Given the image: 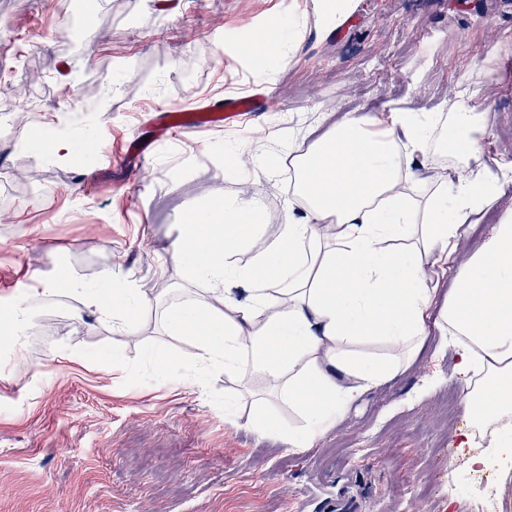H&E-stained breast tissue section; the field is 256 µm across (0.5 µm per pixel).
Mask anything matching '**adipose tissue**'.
Returning <instances> with one entry per match:
<instances>
[{
  "label": "adipose tissue",
  "mask_w": 512,
  "mask_h": 512,
  "mask_svg": "<svg viewBox=\"0 0 512 512\" xmlns=\"http://www.w3.org/2000/svg\"><path fill=\"white\" fill-rule=\"evenodd\" d=\"M449 137L465 162L454 180L412 167L429 138L428 114L382 109L343 115L305 154L293 157L295 187L282 234L265 241L258 196L225 199L217 215L192 213L174 258L210 283L209 299L173 308L172 330L197 338L204 360L225 378L272 384L308 422L290 448L324 434L363 392L406 370L431 330L455 343L468 379L465 411L485 425L512 414V211L491 225L479 250L457 264L459 241L498 199L475 131L479 91L460 90L449 108ZM456 273L444 304L430 274ZM253 286L243 302L226 278ZM109 296L84 304L133 332L135 282L106 271ZM378 341L381 355L360 347Z\"/></svg>",
  "instance_id": "obj_1"
}]
</instances>
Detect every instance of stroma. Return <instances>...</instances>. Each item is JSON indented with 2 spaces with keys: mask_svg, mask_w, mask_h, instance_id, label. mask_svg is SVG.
<instances>
[{
  "mask_svg": "<svg viewBox=\"0 0 512 512\" xmlns=\"http://www.w3.org/2000/svg\"><path fill=\"white\" fill-rule=\"evenodd\" d=\"M76 2L0 0V305L35 308L0 354V512H328L344 498L356 512H462L452 475L512 496L511 469L470 467L456 448L473 424L440 408L464 394L440 331L295 451L244 420L297 431L301 414L272 391L227 405L239 385L220 373L196 388V340L167 323L171 308L209 296L173 259L192 212L218 211L248 184L284 217L288 189L267 157L308 151L348 112L445 115L463 84L481 90L484 151L502 183L459 246L467 261L512 210V0H354L339 27L322 22L318 0H95L81 13ZM75 15L78 49L63 34ZM248 40L271 46L269 68L238 53ZM258 90V115L183 132L144 162L124 154L150 136L153 108ZM22 110L41 130L27 146L12 132ZM63 120L70 141L99 136L120 166L103 175L94 160L57 158ZM240 146L243 166L226 167ZM108 267L138 286L135 337L74 296L34 299L15 285L67 270L97 291Z\"/></svg>",
  "mask_w": 512,
  "mask_h": 512,
  "instance_id": "35a3bbf8",
  "label": "stroma"
}]
</instances>
